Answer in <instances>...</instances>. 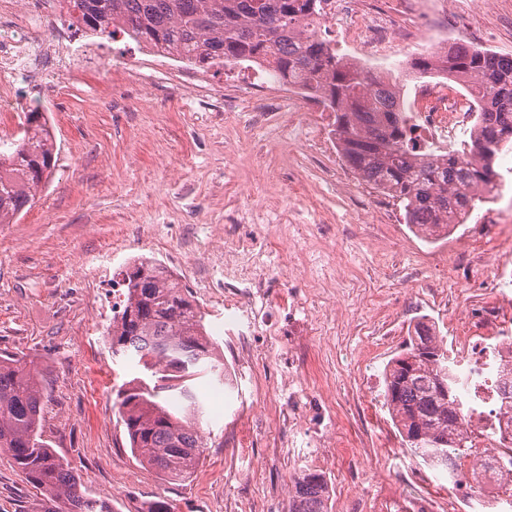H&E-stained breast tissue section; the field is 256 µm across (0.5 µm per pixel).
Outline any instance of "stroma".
Listing matches in <instances>:
<instances>
[{"label":"stroma","mask_w":512,"mask_h":512,"mask_svg":"<svg viewBox=\"0 0 512 512\" xmlns=\"http://www.w3.org/2000/svg\"><path fill=\"white\" fill-rule=\"evenodd\" d=\"M455 41L512 57V0H434ZM77 74L54 62L58 92L15 81L18 110L0 140L22 136L24 114L54 103L57 161L34 205L0 224V357L33 360L48 387L42 425L87 493L114 512H288L291 478L322 471L329 512H433L447 483L403 448L383 405V368L409 325L467 335L460 316L483 310L512 335V173L492 203L429 242L393 198L363 184L344 159L308 146L304 120L262 124L246 100L225 104L144 67L132 41L102 37ZM419 51L391 41L377 73L411 92ZM250 195H243L242 186ZM265 253L255 308L228 325L224 238ZM156 259L205 314L230 384L198 379L224 407L202 422L208 446L192 478L165 481L133 456L112 391L137 376L113 362L106 336L119 273ZM36 492L0 450V512H31Z\"/></svg>","instance_id":"35a3bbf8"}]
</instances>
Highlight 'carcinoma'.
Listing matches in <instances>:
<instances>
[{
  "label": "carcinoma",
  "mask_w": 512,
  "mask_h": 512,
  "mask_svg": "<svg viewBox=\"0 0 512 512\" xmlns=\"http://www.w3.org/2000/svg\"><path fill=\"white\" fill-rule=\"evenodd\" d=\"M75 32L120 35L204 67L242 58L264 63L282 80L303 84L335 112V134L348 166L395 198L407 224L436 240L490 202L495 168L512 148V57L466 44L445 56L413 59L422 74L443 73L468 85L480 112L460 148L439 158L417 152L393 85L339 57L317 33L320 0H60ZM55 145L44 113L31 110L23 137L0 150V224L32 207L52 174ZM123 304L108 332L112 356L141 369L115 393L114 407L134 457L169 483L192 478L206 443V406L195 381L224 380L207 337L205 315L159 262L138 258L121 271ZM383 370L384 401L402 446L430 466L450 469L466 453L461 382L448 348L424 321ZM46 385L33 362L0 359V449L23 481L40 492L32 512H112V502L81 490L79 475L42 435ZM322 472L291 481L288 512H328Z\"/></svg>",
  "instance_id": "carcinoma-1"
}]
</instances>
